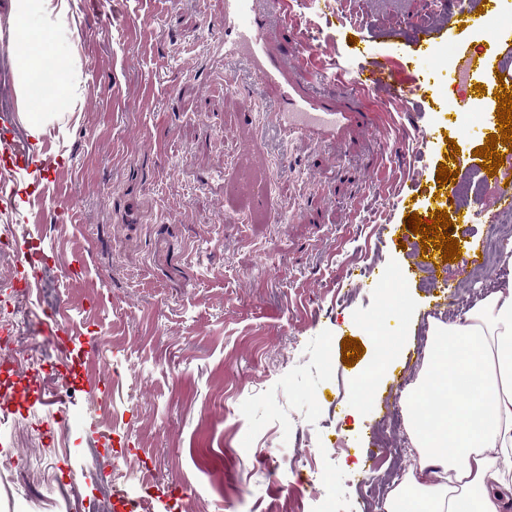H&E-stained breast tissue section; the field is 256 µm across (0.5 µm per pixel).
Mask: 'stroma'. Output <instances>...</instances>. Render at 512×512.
<instances>
[{"instance_id": "obj_1", "label": "stroma", "mask_w": 512, "mask_h": 512, "mask_svg": "<svg viewBox=\"0 0 512 512\" xmlns=\"http://www.w3.org/2000/svg\"><path fill=\"white\" fill-rule=\"evenodd\" d=\"M112 8L111 26L84 23L73 37L86 83L81 111L40 138L64 164L46 192L20 185L13 204L43 259L29 306L32 353L50 351V307H64L76 349L110 336L113 382L101 391L110 413L90 402L86 383L61 388L64 410L82 417L66 438L62 482L38 481L45 459L30 457L27 475L0 478V512H69L66 486L78 488L84 512H129L141 498L154 512H384L361 484L404 474L412 443L397 428L401 453L375 468L370 443L391 412H403L431 322H453L490 293L487 278L475 277L466 306L450 305L465 265L444 261L440 248L428 275L437 285L422 287L412 272L419 237L397 200L415 197L428 216L424 190L439 166L472 176L484 138L456 135L455 157L450 143H422V132L453 112L451 90L420 108L374 113L372 133L342 143L297 141L285 159L278 126L240 121L244 106L274 112L278 104L244 59H225L212 43L207 19L223 0H112ZM410 16L435 24L445 14L422 0H338L333 10L291 2L304 47L346 60L350 38L366 40L404 88L429 82L436 67L435 58L398 53L413 33ZM448 38L492 73L512 69L510 30L477 44L452 24ZM252 137L271 165L267 204L281 214L277 224L239 222L237 197L225 190ZM366 272L392 280L396 312H386L383 289L361 287ZM402 316L415 334H390L397 355L373 371L370 325ZM346 337L364 348L351 366L342 360ZM132 366L134 386L125 377ZM368 372L372 400L356 423L348 411ZM92 448L137 458L170 496L121 477L112 494H99L85 480Z\"/></svg>"}]
</instances>
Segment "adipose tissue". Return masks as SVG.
Instances as JSON below:
<instances>
[{
  "label": "adipose tissue",
  "instance_id": "adipose-tissue-1",
  "mask_svg": "<svg viewBox=\"0 0 512 512\" xmlns=\"http://www.w3.org/2000/svg\"><path fill=\"white\" fill-rule=\"evenodd\" d=\"M8 31L37 138L83 100L70 0H13ZM402 400L414 450L385 512H512V282L456 322L434 324Z\"/></svg>",
  "mask_w": 512,
  "mask_h": 512
}]
</instances>
